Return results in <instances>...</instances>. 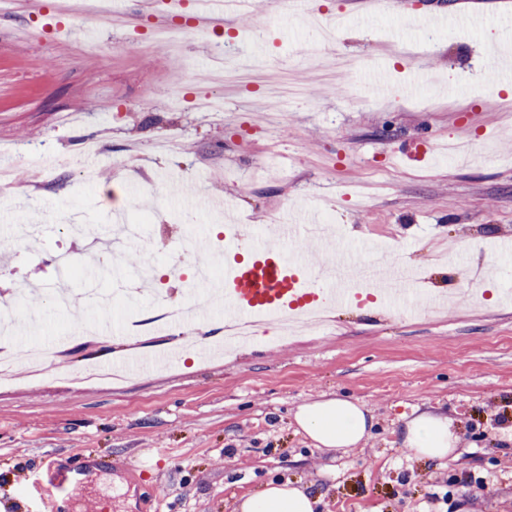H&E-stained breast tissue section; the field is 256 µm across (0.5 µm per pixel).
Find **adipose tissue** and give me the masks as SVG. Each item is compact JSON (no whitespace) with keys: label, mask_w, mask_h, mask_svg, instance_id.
Masks as SVG:
<instances>
[{"label":"adipose tissue","mask_w":512,"mask_h":512,"mask_svg":"<svg viewBox=\"0 0 512 512\" xmlns=\"http://www.w3.org/2000/svg\"><path fill=\"white\" fill-rule=\"evenodd\" d=\"M294 420L319 448H354L370 437L374 414L359 399L348 395L323 396L304 402ZM402 443L414 455L432 460H458L459 438L443 413L412 410L403 415ZM317 498L303 490L275 482L242 500L239 512H315Z\"/></svg>","instance_id":"obj_1"}]
</instances>
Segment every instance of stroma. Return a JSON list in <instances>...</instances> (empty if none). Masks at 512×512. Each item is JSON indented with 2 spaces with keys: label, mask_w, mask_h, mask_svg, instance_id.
<instances>
[{
  "label": "stroma",
  "mask_w": 512,
  "mask_h": 512,
  "mask_svg": "<svg viewBox=\"0 0 512 512\" xmlns=\"http://www.w3.org/2000/svg\"><path fill=\"white\" fill-rule=\"evenodd\" d=\"M142 0H125L122 24L84 11L77 24L97 27L96 41L44 32L25 0L0 15V299L16 314H38L14 347L26 351L68 331L75 321L106 319L108 336L71 337L70 378L26 367L0 386V512H56V478L71 459H101L83 479L69 512H235L241 496L274 479L318 497L317 512H512V94L477 96L490 46L512 30V14L480 0L485 26L464 33L429 21L431 13L471 7V0H327L317 14L345 13L331 56L385 65L394 103H362L330 93L305 59L313 30L273 0H255L247 16H225L180 48L154 40L156 29L183 30L185 20ZM430 44L428 68L445 90L420 88L405 98V62L385 40ZM265 44L269 65L254 86L211 77L220 61L239 64ZM304 93L288 108L278 90L287 79ZM211 97L217 108L198 111ZM475 144L449 161L388 164L391 149L420 134ZM193 184L202 200L173 193L165 172ZM310 210L351 239L392 246L418 269L423 285L458 289L463 269L485 299L422 306L416 313L359 303L328 311L321 327L269 347L272 324L258 326L250 351L201 359L181 336L213 335L224 313L199 300V321L184 332L135 346L121 325L146 315L159 299L128 269L140 244L115 251L114 221L149 228L150 259L163 278V300L187 303L188 283L166 281L197 239L217 243L228 224L263 234L287 212ZM103 234L111 279L90 277V240L70 238L73 219ZM38 224L35 245L13 241L19 223ZM68 255L60 275L54 259ZM97 284L112 306L99 315L82 300ZM77 305L58 306V292ZM163 342L176 359L156 357L152 370L120 384L81 381L87 363L147 354ZM346 394L372 410L376 425L362 445L324 449L301 432L294 413L322 395ZM446 408L463 449L439 464L402 444L400 416Z\"/></svg>",
  "instance_id": "35a3bbf8"
}]
</instances>
